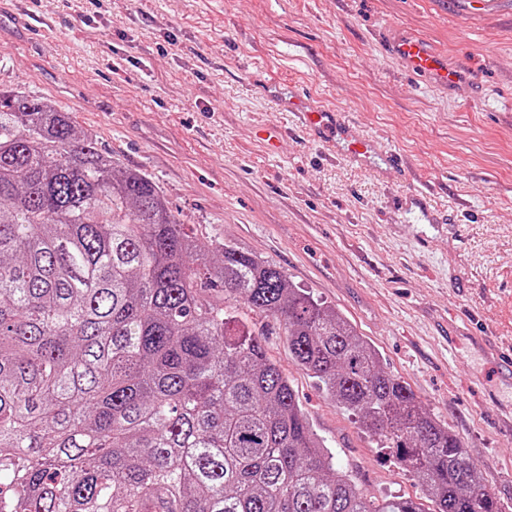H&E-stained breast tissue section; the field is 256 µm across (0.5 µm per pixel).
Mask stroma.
<instances>
[{
	"mask_svg": "<svg viewBox=\"0 0 512 512\" xmlns=\"http://www.w3.org/2000/svg\"><path fill=\"white\" fill-rule=\"evenodd\" d=\"M399 26L474 76L470 101L401 71ZM296 84L378 139L398 168L313 142L257 85ZM0 88L69 111L150 175L205 247L280 267L347 318L481 481L512 506V406L477 337L512 341V0H0ZM426 186L441 221L400 210ZM314 433L369 497L421 488L266 339Z\"/></svg>",
	"mask_w": 512,
	"mask_h": 512,
	"instance_id": "35a3bbf8",
	"label": "stroma"
}]
</instances>
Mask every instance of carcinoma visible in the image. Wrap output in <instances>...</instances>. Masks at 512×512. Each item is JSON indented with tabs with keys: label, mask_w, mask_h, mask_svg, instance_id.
Wrapping results in <instances>:
<instances>
[{
	"label": "carcinoma",
	"mask_w": 512,
	"mask_h": 512,
	"mask_svg": "<svg viewBox=\"0 0 512 512\" xmlns=\"http://www.w3.org/2000/svg\"><path fill=\"white\" fill-rule=\"evenodd\" d=\"M244 308L433 512H505L335 309L236 246H200L70 113L0 90V512H427L336 465Z\"/></svg>",
	"instance_id": "carcinoma-1"
}]
</instances>
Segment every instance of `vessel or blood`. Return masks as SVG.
I'll use <instances>...</instances> for the list:
<instances>
[{
	"mask_svg": "<svg viewBox=\"0 0 512 512\" xmlns=\"http://www.w3.org/2000/svg\"><path fill=\"white\" fill-rule=\"evenodd\" d=\"M389 54L407 72L437 87L468 95L472 79L468 72L450 66L447 59L435 52L418 37L391 33L387 38ZM274 101L280 109L295 117L297 124L311 131L317 141L346 147L350 160L371 165L374 157H382L386 165L395 168L401 162L399 154H379L373 140L355 137L345 115L327 108L319 99L302 93H276Z\"/></svg>",
	"mask_w": 512,
	"mask_h": 512,
	"instance_id": "obj_1",
	"label": "vessel or blood"
}]
</instances>
